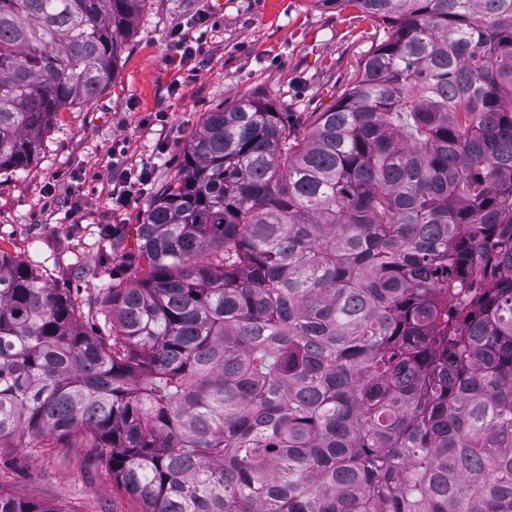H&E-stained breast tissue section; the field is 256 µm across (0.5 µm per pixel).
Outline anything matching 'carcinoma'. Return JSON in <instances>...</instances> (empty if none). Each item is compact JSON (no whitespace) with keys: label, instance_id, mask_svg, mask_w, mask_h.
<instances>
[{"label":"carcinoma","instance_id":"obj_1","mask_svg":"<svg viewBox=\"0 0 512 512\" xmlns=\"http://www.w3.org/2000/svg\"><path fill=\"white\" fill-rule=\"evenodd\" d=\"M146 2L0 0V171ZM315 3L378 25L357 79L304 133L205 113L105 332L0 252V447L78 436L141 512H512V0Z\"/></svg>","mask_w":512,"mask_h":512}]
</instances>
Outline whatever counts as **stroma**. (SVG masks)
Returning a JSON list of instances; mask_svg holds the SVG:
<instances>
[{
    "label": "stroma",
    "mask_w": 512,
    "mask_h": 512,
    "mask_svg": "<svg viewBox=\"0 0 512 512\" xmlns=\"http://www.w3.org/2000/svg\"><path fill=\"white\" fill-rule=\"evenodd\" d=\"M148 0L124 38L112 84L61 112L23 172H0V251L78 301L112 280L135 226L173 178L205 113L258 93L311 125L356 77L375 25L314 0ZM196 56L183 61L175 33ZM125 196L124 207L112 204ZM78 439L42 457L27 439L0 450V485L17 496L95 512H138L105 472L84 468Z\"/></svg>",
    "instance_id": "35a3bbf8"
}]
</instances>
